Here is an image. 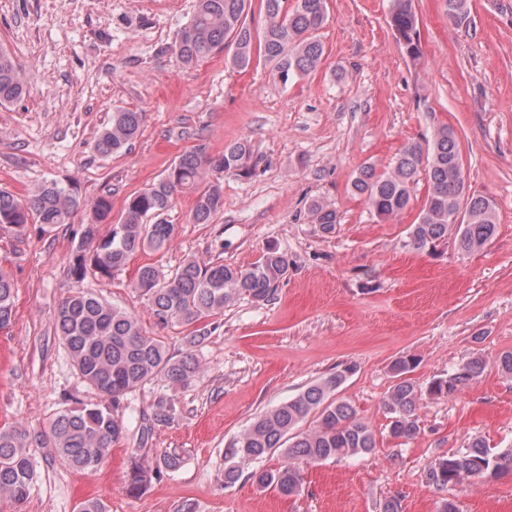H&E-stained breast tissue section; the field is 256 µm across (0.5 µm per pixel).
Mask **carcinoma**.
<instances>
[{
    "label": "carcinoma",
    "instance_id": "1",
    "mask_svg": "<svg viewBox=\"0 0 512 512\" xmlns=\"http://www.w3.org/2000/svg\"><path fill=\"white\" fill-rule=\"evenodd\" d=\"M252 0H196L194 13L173 45L177 62L190 68L226 48L233 67L245 70L256 61L272 67L282 84L317 69L324 45L317 32L327 23L326 0H261L263 25L255 27L250 17ZM448 21L459 26L469 18V0H444ZM388 24L406 55L420 57L418 16L414 0H389ZM24 79L20 68L0 51V105L23 98ZM143 113L117 108L111 123L97 138L103 156L132 145L140 134ZM261 162L250 139L241 138L224 145V152L212 156L201 148L182 153L155 182L133 194L109 235L99 237L96 224L111 218L109 198L87 201L72 187L56 181L35 187L19 197L0 188V231L23 236L35 222L44 233L68 223L80 211L91 213V222L81 231V242L70 262V277L83 281L88 273L109 277L122 269L135 253L162 250L176 234V225L163 215L174 196L193 197L190 217L195 224H209L224 209V191L210 180L212 172L247 179ZM424 177L427 195L412 225L409 237L418 250L434 249L454 237L458 251L469 254L482 249L495 236L497 212L494 199L467 193L459 141L446 124L434 127L430 137L406 143L393 164L379 173L371 164L363 166L352 181L355 193L364 198L370 214L392 220L411 204L412 195ZM308 212L323 233L337 223L330 204L313 200ZM464 213L461 223L453 216ZM288 262L274 246L249 268L202 263L185 259L168 276L149 263L139 267L134 290L144 297L156 325H192L224 313V307L244 295L267 302L277 284L285 278ZM14 283L0 271V328L13 317ZM59 339L73 368L100 395L96 403L62 410L47 433L50 447L69 466L87 472L98 469L112 444L126 433L119 416L120 405L131 393L159 379L186 386L195 378L198 348L205 336L185 337L186 350L180 357L170 354L161 336H148L138 319L127 310L80 289L71 292L54 316ZM486 364L472 358L454 372L434 379L429 393L450 396L459 386L480 376ZM415 368L410 356L397 358L392 366L395 384L384 402L389 433L395 438H413L420 430L416 408L422 400L409 374ZM341 375L330 376L308 387L296 398L261 414L224 450V483L233 484L243 475V465L281 450L290 463L276 470H255L250 479L261 487H274L283 495H293L301 487V473L295 461L318 463L328 459L368 455L378 448L374 431L357 418L353 407L335 398ZM316 415L313 428L295 432L310 414ZM176 419L174 404L160 399L137 430L139 449H144L157 428ZM181 464L177 453L150 459L136 456L131 464L128 491L137 494L163 474ZM512 471V448L493 450L480 439L467 448L438 459L430 468L429 480L440 487L463 486ZM36 460L29 433L20 427L0 428V497L25 502L36 481Z\"/></svg>",
    "mask_w": 512,
    "mask_h": 512
}]
</instances>
